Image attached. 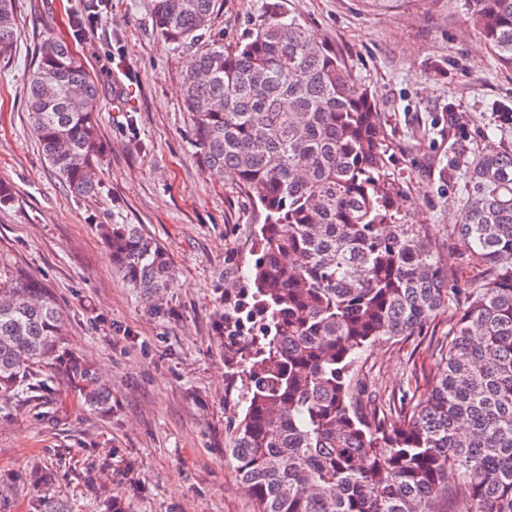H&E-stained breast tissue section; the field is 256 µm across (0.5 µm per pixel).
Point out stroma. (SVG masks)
I'll return each mask as SVG.
<instances>
[{
	"mask_svg": "<svg viewBox=\"0 0 512 512\" xmlns=\"http://www.w3.org/2000/svg\"><path fill=\"white\" fill-rule=\"evenodd\" d=\"M155 0H108L75 33L81 0H15L20 38L0 60V271H23L59 302L67 343L112 388L96 417L63 380L0 404V512H33L42 495L69 512H100L101 493L126 512H254L229 454L245 378L216 336L243 288L261 218L231 176L195 159L183 76L194 49L153 24ZM267 0H217L211 29L242 40ZM333 47L373 93L386 121L387 172L407 224L429 227L458 291L419 332L367 351L364 398L395 420L430 390L449 325L480 269L455 228L466 192L462 161L498 144L497 112L512 107V71L469 21L468 0H280ZM68 40L100 81L98 131L109 147L97 195L62 183L39 147L25 93L42 41ZM138 224L168 251L175 275L160 306L112 267L96 227ZM39 467L45 483L29 478Z\"/></svg>",
	"mask_w": 512,
	"mask_h": 512,
	"instance_id": "stroma-1",
	"label": "stroma"
}]
</instances>
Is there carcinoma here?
<instances>
[{"label": "carcinoma", "mask_w": 512, "mask_h": 512, "mask_svg": "<svg viewBox=\"0 0 512 512\" xmlns=\"http://www.w3.org/2000/svg\"><path fill=\"white\" fill-rule=\"evenodd\" d=\"M216 0H155L167 42L192 44L183 78L197 159L233 173L264 215L245 291L217 333L250 340L246 408L230 449L254 512H512V111L501 143L466 161L459 224L484 280L467 289L426 399L396 423L359 403L361 355L448 309L456 277L426 228L394 211L386 130L371 91L306 26L266 9L245 41L207 35ZM84 0L75 32L98 17ZM470 19L512 70V0H469ZM15 0H0V59L15 53ZM101 88L69 42L49 37L26 89L33 133L69 190L92 196L108 146ZM114 268L154 305L173 266L137 224H100ZM43 282L0 277V403L54 367L100 417L112 391L65 346Z\"/></svg>", "instance_id": "1"}]
</instances>
